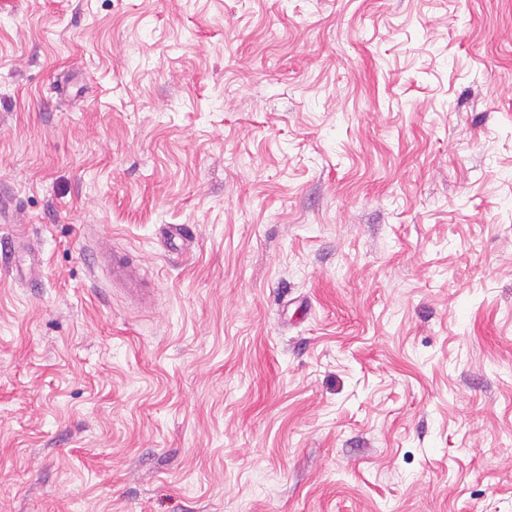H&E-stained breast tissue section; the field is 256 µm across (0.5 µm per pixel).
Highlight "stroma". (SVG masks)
I'll use <instances>...</instances> for the list:
<instances>
[{
    "mask_svg": "<svg viewBox=\"0 0 512 512\" xmlns=\"http://www.w3.org/2000/svg\"><path fill=\"white\" fill-rule=\"evenodd\" d=\"M0 188V512H512V0H0ZM99 258L108 277L112 280V287L120 286L137 300L144 298V273L141 266L130 261L126 253L114 249L103 251Z\"/></svg>",
    "mask_w": 512,
    "mask_h": 512,
    "instance_id": "35a3bbf8",
    "label": "stroma"
}]
</instances>
